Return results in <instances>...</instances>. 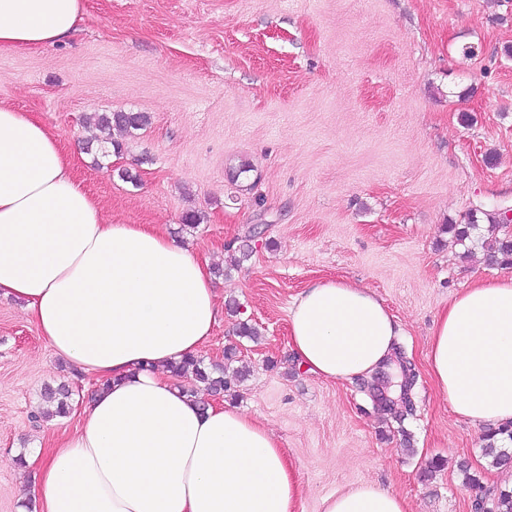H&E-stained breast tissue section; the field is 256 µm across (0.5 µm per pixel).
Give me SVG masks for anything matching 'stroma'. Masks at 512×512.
<instances>
[{
	"instance_id": "obj_1",
	"label": "stroma",
	"mask_w": 512,
	"mask_h": 512,
	"mask_svg": "<svg viewBox=\"0 0 512 512\" xmlns=\"http://www.w3.org/2000/svg\"><path fill=\"white\" fill-rule=\"evenodd\" d=\"M85 2L66 41L0 52V104L45 126L105 221L164 225L199 260L229 264L218 301L239 310L199 356L220 363L235 348L246 376L223 401L274 434L302 512L362 483L410 512H476L478 497L511 491L512 467L491 466L485 427L452 412L426 355L453 297L512 276L479 242L493 210L512 209V0ZM117 111L150 122L102 169L84 151L99 135L85 118ZM244 163L251 172L232 178ZM191 211L200 224L180 231ZM471 218L474 237L457 242L448 225ZM328 278L374 291L395 316L416 373L404 422L377 411L363 382L294 361L292 302ZM242 320L258 340L237 335ZM62 382L75 405L95 392L24 301L0 296V512H33L40 489L15 459L76 424L36 416L44 387Z\"/></svg>"
}]
</instances>
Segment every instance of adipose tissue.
I'll use <instances>...</instances> for the list:
<instances>
[{
	"mask_svg": "<svg viewBox=\"0 0 512 512\" xmlns=\"http://www.w3.org/2000/svg\"><path fill=\"white\" fill-rule=\"evenodd\" d=\"M85 0H0V52L66 40ZM0 294L20 297L54 355L107 380L73 433L26 458L35 512H297L298 483L257 419L201 406L168 371L197 355L221 314L207 264L148 224L105 222L36 120L0 105ZM291 351L318 377L382 368L398 326L368 289L319 281L290 310ZM428 367L453 412L512 421V277L481 282L437 315ZM322 512H409L363 484Z\"/></svg>",
	"mask_w": 512,
	"mask_h": 512,
	"instance_id": "ef3b65f1",
	"label": "adipose tissue"
}]
</instances>
